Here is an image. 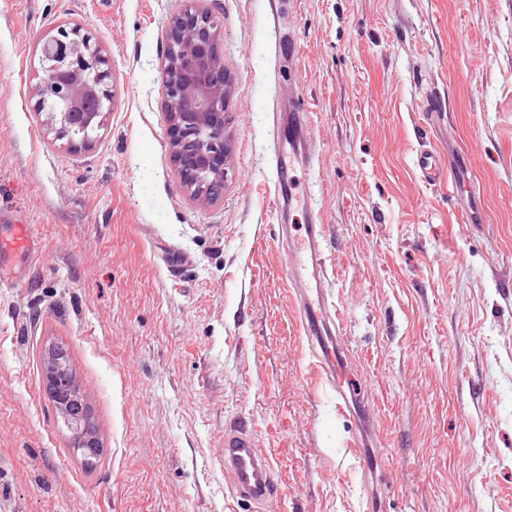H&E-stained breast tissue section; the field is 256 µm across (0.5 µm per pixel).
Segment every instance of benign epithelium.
I'll use <instances>...</instances> for the list:
<instances>
[{"instance_id":"1","label":"benign epithelium","mask_w":512,"mask_h":512,"mask_svg":"<svg viewBox=\"0 0 512 512\" xmlns=\"http://www.w3.org/2000/svg\"><path fill=\"white\" fill-rule=\"evenodd\" d=\"M216 16L208 9L187 8L170 23L162 93L170 131L171 158L190 194L215 200L232 165L224 129L230 84L217 47ZM99 49L79 24H62L41 47L39 102L53 99L50 129L74 148H87L101 129L113 103L109 72ZM46 384L58 416L71 433L75 453L95 456L98 435L76 375L60 348L45 355Z\"/></svg>"}]
</instances>
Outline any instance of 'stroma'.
Returning a JSON list of instances; mask_svg holds the SVG:
<instances>
[{
    "instance_id": "stroma-1",
    "label": "stroma",
    "mask_w": 512,
    "mask_h": 512,
    "mask_svg": "<svg viewBox=\"0 0 512 512\" xmlns=\"http://www.w3.org/2000/svg\"><path fill=\"white\" fill-rule=\"evenodd\" d=\"M221 24L234 156L203 203L171 161L169 24ZM82 24L114 99L89 149L36 108L42 43ZM315 149L276 209L279 123ZM466 187L428 184L425 144ZM322 218L341 409L301 329L288 239ZM27 225L37 253L14 246ZM0 512H254L230 496L224 432L280 482L265 512H512V0H0ZM64 345L102 444L71 450L43 388ZM301 114V112H297L296 114H293L292 117L288 115V124L285 125V128L288 130V134L285 135L284 142H288V146L291 148V152L288 156L289 164L291 162V156L295 154L297 150L306 148L303 133V116Z\"/></svg>"
}]
</instances>
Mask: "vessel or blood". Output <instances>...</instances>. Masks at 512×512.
Here are the masks:
<instances>
[{"label": "vessel or blood", "instance_id": "obj_1", "mask_svg": "<svg viewBox=\"0 0 512 512\" xmlns=\"http://www.w3.org/2000/svg\"><path fill=\"white\" fill-rule=\"evenodd\" d=\"M417 166L428 183L446 178L457 182L467 175L462 164L443 166L441 155L434 148L420 152ZM321 228L320 219H313L305 228V238L290 242L288 269L289 281L297 287L298 316L309 347L323 371L332 378L337 365L330 348L332 331L321 317L328 302V283L319 275L324 265L318 244ZM222 457L224 476L233 495L250 501L256 512H262L266 502L278 492L279 482L268 458L257 451L252 435L242 427L226 430Z\"/></svg>", "mask_w": 512, "mask_h": 512}]
</instances>
